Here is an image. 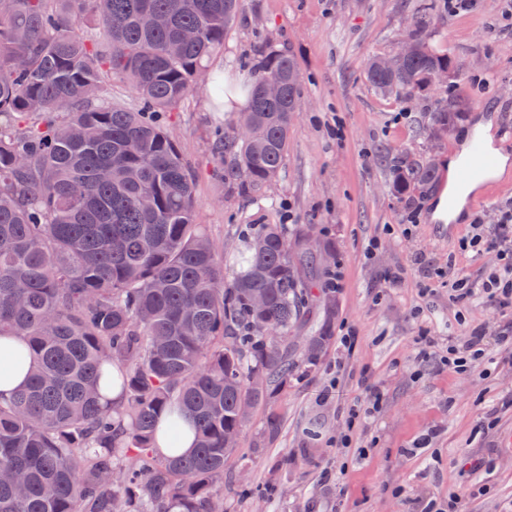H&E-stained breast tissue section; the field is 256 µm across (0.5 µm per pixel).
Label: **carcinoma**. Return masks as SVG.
<instances>
[{
    "label": "carcinoma",
    "mask_w": 512,
    "mask_h": 512,
    "mask_svg": "<svg viewBox=\"0 0 512 512\" xmlns=\"http://www.w3.org/2000/svg\"><path fill=\"white\" fill-rule=\"evenodd\" d=\"M241 0H0V336L32 358L28 382L0 398V512H224V466L240 437L238 407L257 406L288 382L295 325L323 318L304 361L332 340V267L321 286L298 267L333 243L311 226L260 224L231 274L196 220L195 174L157 122L208 76ZM167 19L149 26L144 16ZM95 19L88 31L82 24ZM429 15L406 35L393 70L367 67L381 93L437 86L454 63L426 40ZM193 31L185 40L182 33ZM282 94L267 99L265 82ZM127 83L136 103L112 98ZM247 107L235 120L258 138L221 134L210 147L224 192L259 196L278 178L300 107L295 58L264 50L252 65ZM463 93L434 112L451 129ZM399 198L431 190L437 168L394 155ZM265 298L258 311L253 298ZM263 384L253 383L255 375ZM116 386L119 404L102 402ZM194 419L196 449L153 450L158 420L182 435L174 409Z\"/></svg>",
    "instance_id": "obj_1"
}]
</instances>
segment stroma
<instances>
[{
	"mask_svg": "<svg viewBox=\"0 0 512 512\" xmlns=\"http://www.w3.org/2000/svg\"><path fill=\"white\" fill-rule=\"evenodd\" d=\"M429 11L430 44L451 57L447 84L424 93L380 94L367 79L371 58L389 54ZM500 0H473L449 12L444 0H242L208 71L236 83L259 51L295 56L300 111L288 134V155L277 181L260 199L227 197L209 174V143L225 128L234 106L215 110L199 85L166 122L197 175L198 221L224 260L243 247L248 224H309L335 244L334 342L319 364L293 377L266 406L254 409L224 468V512H446L458 496L461 512H512V361L474 363L465 372L415 357L413 340L433 337L437 350L465 340L472 327L498 335L512 314L483 303L458 305L448 288L428 283L414 263L453 265L479 280L492 270L494 252L459 248L473 219L512 201V31L501 28ZM470 99L467 116L443 131L433 123L455 89ZM507 157L495 171L499 187L460 213L438 209L457 178L450 157H464L473 133ZM437 156L442 186L405 199L392 195L390 160L397 151ZM377 249H370L371 240ZM352 338L351 348L340 345ZM336 383L333 398L321 393ZM382 403L348 429L349 411L369 386ZM280 419L276 433L266 416ZM431 447L416 443L429 430ZM352 432L353 445L336 439Z\"/></svg>",
	"mask_w": 512,
	"mask_h": 512,
	"instance_id": "stroma-1",
	"label": "stroma"
}]
</instances>
